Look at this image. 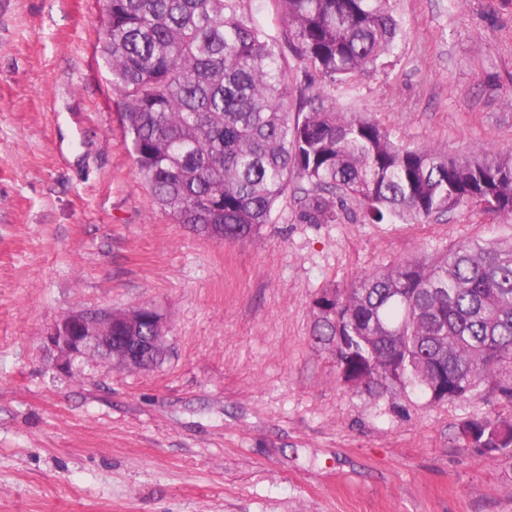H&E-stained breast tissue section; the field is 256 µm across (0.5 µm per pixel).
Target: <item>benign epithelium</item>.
Returning <instances> with one entry per match:
<instances>
[{
    "label": "benign epithelium",
    "mask_w": 512,
    "mask_h": 512,
    "mask_svg": "<svg viewBox=\"0 0 512 512\" xmlns=\"http://www.w3.org/2000/svg\"><path fill=\"white\" fill-rule=\"evenodd\" d=\"M150 311V307H140L130 312H75L47 332L45 344L66 364L76 356L100 355L123 368L140 369L151 356L165 351L167 338L163 317L153 316L150 332L144 336H125L120 345L112 336V325L117 323L137 331Z\"/></svg>",
    "instance_id": "7a95c632"
}]
</instances>
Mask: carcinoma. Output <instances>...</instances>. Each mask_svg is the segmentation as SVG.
Listing matches in <instances>:
<instances>
[{
  "label": "carcinoma",
  "instance_id": "obj_1",
  "mask_svg": "<svg viewBox=\"0 0 512 512\" xmlns=\"http://www.w3.org/2000/svg\"><path fill=\"white\" fill-rule=\"evenodd\" d=\"M244 0H106L101 53L128 151L154 202L214 240L246 242L288 190L305 224L427 219L461 206L512 218V150L402 147L328 87L371 72L400 27L389 0H276L273 32ZM305 63L288 74L285 51ZM343 380L466 402L470 448L512 459V242L474 240L314 302ZM494 399L500 410L481 403Z\"/></svg>",
  "mask_w": 512,
  "mask_h": 512
}]
</instances>
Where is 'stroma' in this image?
I'll use <instances>...</instances> for the list:
<instances>
[{
    "mask_svg": "<svg viewBox=\"0 0 512 512\" xmlns=\"http://www.w3.org/2000/svg\"><path fill=\"white\" fill-rule=\"evenodd\" d=\"M402 33L336 85L403 146L512 148V0H390ZM105 0H0V512H512V459L466 447L469 408L348 385L313 303L406 260L512 239L460 207L413 224L252 240L173 223L139 178L99 52ZM154 306L150 371L62 364L74 311Z\"/></svg>",
    "mask_w": 512,
    "mask_h": 512,
    "instance_id": "1",
    "label": "stroma"
}]
</instances>
